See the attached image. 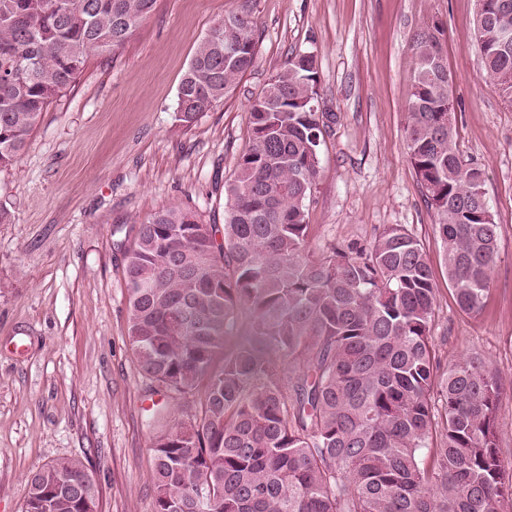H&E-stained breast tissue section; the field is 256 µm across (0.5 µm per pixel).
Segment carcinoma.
Wrapping results in <instances>:
<instances>
[{
    "mask_svg": "<svg viewBox=\"0 0 512 512\" xmlns=\"http://www.w3.org/2000/svg\"><path fill=\"white\" fill-rule=\"evenodd\" d=\"M155 0H0V167L25 150L42 112L91 53H109ZM240 46L224 65L226 27ZM480 78L512 103V0H479ZM248 13L215 22L178 87L191 122L257 59ZM443 30L414 35L409 158L434 210L448 287L479 314L498 225L476 195L448 122ZM318 72L290 59L252 100V144L225 185L224 233L169 208L138 225L126 266L129 341L141 369L201 416L152 443L155 512H509L512 458L499 448L503 383L466 355L442 372L431 335L438 298L419 242L393 224L368 244L308 242L321 119L302 100ZM223 354L220 367L214 358ZM295 375L287 386L283 363ZM293 395H288V389ZM98 487L78 458L26 482L23 512H87Z\"/></svg>",
    "mask_w": 512,
    "mask_h": 512,
    "instance_id": "cac0c4a2",
    "label": "carcinoma"
}]
</instances>
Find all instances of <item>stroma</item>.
I'll list each match as a JSON object with an SVG mask.
<instances>
[{
  "label": "stroma",
  "instance_id": "35a3bbf8",
  "mask_svg": "<svg viewBox=\"0 0 512 512\" xmlns=\"http://www.w3.org/2000/svg\"><path fill=\"white\" fill-rule=\"evenodd\" d=\"M247 11L258 57L213 109L184 122L181 78L213 22ZM477 0H156L111 53L90 55L21 157L0 168V512H22L27 478L83 460L97 512H154V437L198 414L139 367L128 337L125 268L140 221L179 206L223 224L224 183L252 142L248 106L298 53L314 55L322 136L306 202L309 242H371L403 225L434 272L435 355L472 353L504 384L498 424L512 457V106L478 73ZM445 30L458 148L485 172L498 256L482 312L448 288L437 216L410 164L407 105L415 32Z\"/></svg>",
  "mask_w": 512,
  "mask_h": 512
}]
</instances>
